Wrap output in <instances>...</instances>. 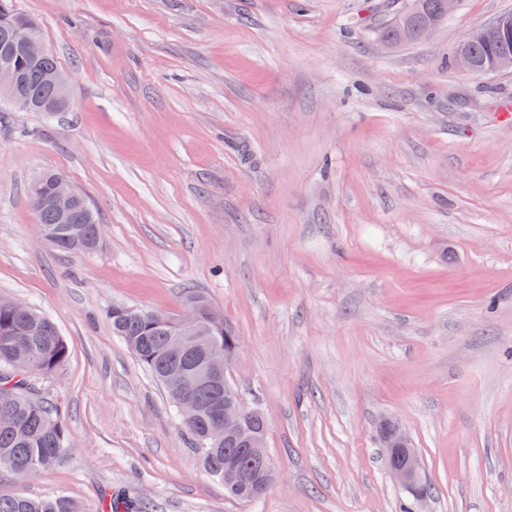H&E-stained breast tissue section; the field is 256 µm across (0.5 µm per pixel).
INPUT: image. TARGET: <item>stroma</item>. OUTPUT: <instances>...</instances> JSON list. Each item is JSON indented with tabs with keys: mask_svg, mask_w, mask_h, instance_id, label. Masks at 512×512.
Instances as JSON below:
<instances>
[{
	"mask_svg": "<svg viewBox=\"0 0 512 512\" xmlns=\"http://www.w3.org/2000/svg\"><path fill=\"white\" fill-rule=\"evenodd\" d=\"M403 0H14L71 107L0 119V297L68 346L38 377L71 448L0 496L85 512H512V71L452 67L512 0H460L385 46ZM81 188L100 250L52 248L25 188ZM224 314L226 373L267 421L276 480L227 495L105 313ZM398 424L432 492L391 480Z\"/></svg>",
	"mask_w": 512,
	"mask_h": 512,
	"instance_id": "35a3bbf8",
	"label": "stroma"
}]
</instances>
